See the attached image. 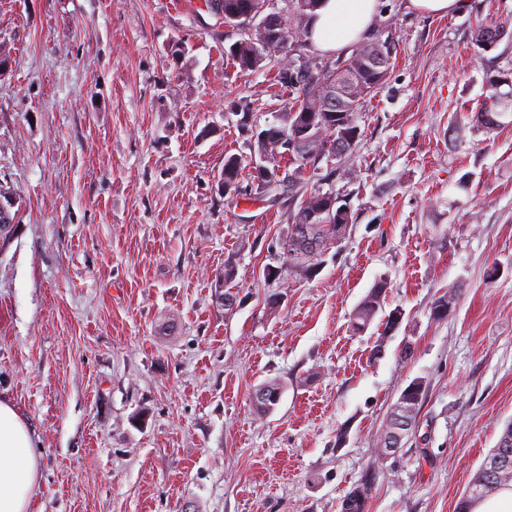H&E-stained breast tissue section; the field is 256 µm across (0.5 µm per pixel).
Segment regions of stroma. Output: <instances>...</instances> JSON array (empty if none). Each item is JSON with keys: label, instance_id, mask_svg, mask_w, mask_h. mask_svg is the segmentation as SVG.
I'll use <instances>...</instances> for the list:
<instances>
[{"label": "stroma", "instance_id": "1", "mask_svg": "<svg viewBox=\"0 0 512 512\" xmlns=\"http://www.w3.org/2000/svg\"><path fill=\"white\" fill-rule=\"evenodd\" d=\"M380 3L395 64L353 152L289 194L242 172L230 198L238 115L287 107L283 62L240 75L238 30L188 0H0V397L35 437V512H342L361 484L365 512H456L512 422V108L492 133L471 122L487 76L512 73V36L484 51L473 30L512 22V0ZM314 187L354 222L306 272L279 241ZM415 380L416 427L380 456ZM466 0H409L411 8L429 15L443 16L466 6ZM243 170V159L236 155H227L224 158V174L221 176L220 184L224 187L225 183V196L237 197L240 193V180L239 176ZM226 185L230 188L226 191ZM385 285L386 282L380 280L354 308L350 326L355 333H363L374 321L380 309V298Z\"/></svg>", "mask_w": 512, "mask_h": 512}]
</instances>
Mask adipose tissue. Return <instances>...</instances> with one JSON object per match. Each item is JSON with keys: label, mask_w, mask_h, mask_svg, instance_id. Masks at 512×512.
<instances>
[{"label": "adipose tissue", "mask_w": 512, "mask_h": 512, "mask_svg": "<svg viewBox=\"0 0 512 512\" xmlns=\"http://www.w3.org/2000/svg\"><path fill=\"white\" fill-rule=\"evenodd\" d=\"M379 0H323L311 42L323 53L358 45L368 35ZM39 469L32 433L16 407L0 399V512H33Z\"/></svg>", "instance_id": "adipose-tissue-1"}]
</instances>
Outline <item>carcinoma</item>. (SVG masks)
Listing matches in <instances>:
<instances>
[{"instance_id":"carcinoma-1","label":"carcinoma","mask_w":512,"mask_h":512,"mask_svg":"<svg viewBox=\"0 0 512 512\" xmlns=\"http://www.w3.org/2000/svg\"><path fill=\"white\" fill-rule=\"evenodd\" d=\"M206 9L214 15L222 16L224 22L241 30V38L236 41L238 52L227 51V57L237 65L242 74L259 70L269 57L287 59L298 48L309 45L310 25L322 0H292L290 15L274 13L268 20L266 9L269 0H204ZM506 35V26L496 23H481L473 31L474 43L483 50L492 48ZM395 43L388 38L387 46L379 55L368 53L363 56H340L328 58L325 63L314 62L291 69L283 79L292 88L290 106L280 113L271 124L277 132L294 143L289 159L298 167L288 178L275 177L263 180L253 174L251 178L256 188L272 192L293 182V178H303L308 168H317L324 159L332 161L352 152L361 137L357 123L358 112L368 97L376 93L386 83L393 63ZM506 75L487 76L489 94L484 96L481 105L474 111L473 118L478 127L491 132L501 126L499 118L504 115L507 101L512 91L500 92L504 85L512 86V79L504 81ZM251 157L259 159L266 154L268 164L280 167L281 157L274 153L255 135L250 143ZM243 170V159L236 155L224 156V183L229 185L224 195L236 197L240 192L239 176ZM353 214L349 202L331 192L313 188L296 205L289 225L288 241L296 240L299 246L291 249L292 260L300 267H310L320 256L326 243L341 238ZM386 282L381 280L356 305L350 326L356 333H362L374 321L380 309V298ZM455 292L441 295L433 307V315L438 319L448 316L455 302ZM267 390L268 398L260 400L251 397L252 404L261 412L269 411L271 397L283 391L281 383L268 380L261 384ZM512 482V468L495 471L486 464L462 497L458 512H470L473 502L488 493ZM368 488L356 487L342 502V512H364Z\"/></svg>"}]
</instances>
